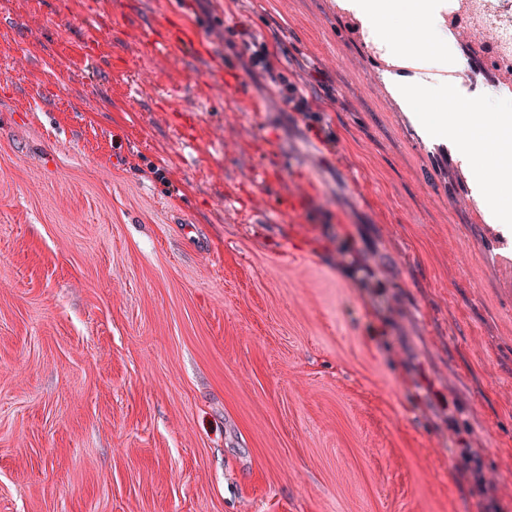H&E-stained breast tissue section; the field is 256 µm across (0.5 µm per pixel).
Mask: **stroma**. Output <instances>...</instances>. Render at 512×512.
Instances as JSON below:
<instances>
[{"label":"stroma","mask_w":512,"mask_h":512,"mask_svg":"<svg viewBox=\"0 0 512 512\" xmlns=\"http://www.w3.org/2000/svg\"><path fill=\"white\" fill-rule=\"evenodd\" d=\"M349 18L0 0V512H512V228ZM229 44L236 56L244 60L250 72L265 77L273 84L277 95L286 107L292 104L296 112H302L306 118L317 120L318 116L310 113L306 98L298 94L296 84L288 81V76L285 75L288 70L283 66L278 55L269 49L264 39L249 36L242 39L239 46L235 42H229Z\"/></svg>","instance_id":"stroma-1"}]
</instances>
